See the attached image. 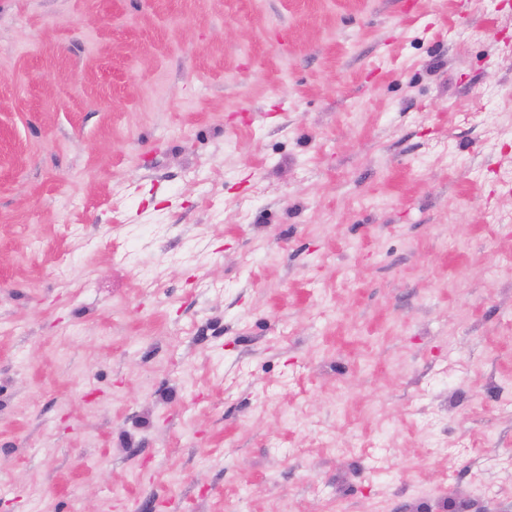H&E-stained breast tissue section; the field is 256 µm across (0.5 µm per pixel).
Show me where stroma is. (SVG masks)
Returning <instances> with one entry per match:
<instances>
[{
	"label": "stroma",
	"mask_w": 512,
	"mask_h": 512,
	"mask_svg": "<svg viewBox=\"0 0 512 512\" xmlns=\"http://www.w3.org/2000/svg\"><path fill=\"white\" fill-rule=\"evenodd\" d=\"M511 214L512 0H0V512H512Z\"/></svg>",
	"instance_id": "obj_1"
}]
</instances>
